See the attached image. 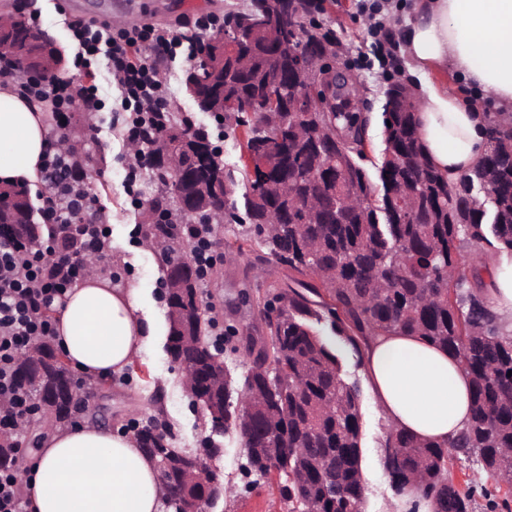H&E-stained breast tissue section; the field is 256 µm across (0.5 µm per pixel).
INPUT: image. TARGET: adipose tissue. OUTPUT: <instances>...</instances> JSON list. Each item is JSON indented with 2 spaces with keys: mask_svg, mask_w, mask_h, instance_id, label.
<instances>
[{
  "mask_svg": "<svg viewBox=\"0 0 512 512\" xmlns=\"http://www.w3.org/2000/svg\"><path fill=\"white\" fill-rule=\"evenodd\" d=\"M395 39L408 64L406 85L421 96L415 117L423 153L456 184L484 159L490 113L512 115V0H411ZM447 70L462 88L432 84V72ZM49 147L41 113L0 88V185L32 179ZM482 295L512 331V262L492 269ZM55 328L66 362L92 381L133 366L152 334L138 293L94 270L68 290ZM364 366L396 430L444 446L466 427L471 383L457 356L392 333L371 340ZM24 487L31 512H160L163 498L158 469L136 440L90 422L49 430L45 448L25 464Z\"/></svg>",
  "mask_w": 512,
  "mask_h": 512,
  "instance_id": "ef3b65f1",
  "label": "adipose tissue"
}]
</instances>
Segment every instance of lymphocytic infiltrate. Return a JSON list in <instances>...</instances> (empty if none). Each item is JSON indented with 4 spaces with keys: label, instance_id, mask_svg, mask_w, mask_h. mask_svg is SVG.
Instances as JSON below:
<instances>
[{
    "label": "lymphocytic infiltrate",
    "instance_id": "obj_1",
    "mask_svg": "<svg viewBox=\"0 0 512 512\" xmlns=\"http://www.w3.org/2000/svg\"><path fill=\"white\" fill-rule=\"evenodd\" d=\"M69 29L82 55L79 65L87 67L104 59L120 96L114 113L122 118L130 138L145 133L161 135L169 120V107L157 79L160 69L175 58L182 46L180 34L150 25L113 31L110 23L73 19ZM0 81L31 103L51 114L50 137L66 130L69 114L75 110L98 109L96 92L75 94L70 82L54 76L37 80L24 76L19 68L0 59ZM83 164L77 156H47L41 165L43 220L48 224H72L87 228L81 252H67L50 245L43 249L19 242L0 241V397L9 399L0 410V433H10L17 421L33 410V396L14 377L17 355L32 341L50 338L55 325L48 310L56 298L83 275L85 254L105 255L109 234L104 227H91L89 212L95 201L90 189L76 185ZM175 231L192 246V262L201 280H209L215 263L216 241L209 224H179Z\"/></svg>",
    "mask_w": 512,
    "mask_h": 512
}]
</instances>
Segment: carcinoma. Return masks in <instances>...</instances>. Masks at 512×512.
<instances>
[{"label": "carcinoma", "mask_w": 512, "mask_h": 512, "mask_svg": "<svg viewBox=\"0 0 512 512\" xmlns=\"http://www.w3.org/2000/svg\"><path fill=\"white\" fill-rule=\"evenodd\" d=\"M262 0L224 15V25L214 26L204 41L209 62L196 60L184 75L186 92L207 105L219 96L240 102L253 100L258 86L275 77L269 58L270 44L282 46L284 71H289L288 35L258 30L241 52L248 58L240 70L215 52L241 19L261 14ZM323 0H295L302 15L325 13ZM1 39L10 42L9 55L16 63L39 60L52 68L64 54L45 33H34L23 16ZM413 106L383 112L384 148L378 161L366 166L364 124L353 112H331L327 122L336 131V149L320 153L310 141L290 157L288 167L300 174L295 186L303 205L288 200V223L271 224L269 188L253 172L242 195L243 207L234 198L238 180L224 164L203 126L194 129L169 121L156 141H134L139 156L157 144L189 139L180 154L182 165L208 180L193 209H185L184 193L172 194L171 204L150 202L148 223L141 225L145 240L168 252L167 267L184 276V283L166 297L172 307L190 309L195 320L185 333L200 339L199 351L180 348L171 339L167 351L197 369L195 394L207 397L210 406L224 413V432H232L245 450L246 476L268 475L263 464L272 451L284 457L277 490L289 512H364L362 475V406L359 389L345 379L336 350L320 336L325 328L349 346L363 362V350L376 336L412 334L457 355L473 385V408L464 431L448 445L421 442L387 426L381 443L383 465L392 482L415 480L426 497L442 512H471L473 490L449 493L452 483L448 449L474 454L499 485L512 487V335L480 303V280H470L460 268L464 246H485L512 254V121L493 119L487 127V152L482 164L456 185H450L424 158ZM288 120V113L253 119L248 148L267 139L265 122ZM333 171L336 193L355 204L336 209V223L315 224L304 202L324 195L328 187L302 174ZM152 179L174 187L175 173L153 163ZM489 182L497 186L491 199L479 194L471 203L466 189ZM228 194L223 221L248 224L255 243L278 264L288 267L291 284L273 294L281 303L275 328L261 342L249 341L252 365L241 376L224 367V388L212 389L213 359L224 349L208 336L211 320L202 308L201 281L192 262L173 257L172 214L181 224H209V197L215 189ZM377 196L374 206L358 200L366 193ZM0 210L10 213L16 225L11 238L33 243L43 232L68 251L82 250V234L68 227L46 226L32 217L27 193L16 187L0 188ZM312 277L313 284L306 281ZM17 377L38 397L48 400L46 413L59 421L81 409L82 401L70 393L74 376L56 359L51 343L42 342L38 356L21 355ZM140 447L157 466L178 475L189 452L174 444L172 426L161 421V432L144 426L137 431Z\"/></svg>", "instance_id": "1"}]
</instances>
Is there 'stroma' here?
<instances>
[{"label":"stroma","instance_id":"1","mask_svg":"<svg viewBox=\"0 0 512 512\" xmlns=\"http://www.w3.org/2000/svg\"><path fill=\"white\" fill-rule=\"evenodd\" d=\"M113 0H34L40 15L37 29L48 33L61 47L65 61L62 71L74 72L82 86L96 87L102 107L93 117L84 112L73 114L74 128L84 127L93 120L100 132L97 139L81 138L83 154L92 157L101 168L100 176L92 180L96 201L90 211L97 223L105 225L112 238L109 260L112 284L118 288H135L142 295L140 313L148 318L154 333L141 352L135 367L112 378L86 382L88 392L84 410L75 413L72 424L90 420L107 424L112 430L129 433L131 423L149 425L153 419L168 421L176 435L179 448L193 452L202 448L210 434V425L193 407L184 389L181 372L165 349L168 336L167 306L163 297V257L160 250L144 249L136 227L142 223L149 201L169 197L170 192L154 183L149 171L138 168L130 155L122 129L110 124L112 83L102 68L76 69L74 56L77 46L65 26L66 19L81 17L111 22L113 29L134 24L153 23L174 26L186 15L245 7L250 0H133V12L114 10ZM386 0H336L331 15L332 28L343 46L336 66L343 70L357 91L354 103L357 111L369 118L365 133V150L369 159H376L383 147L384 92L393 82L404 81V69L392 70L379 65L373 55L374 26L366 15L371 5L382 6L380 21L388 33H396L405 17L401 10L386 8ZM193 63L186 53H179L171 67L162 75V89L174 120L190 117L195 124L206 127L211 142L225 167L243 169L246 136L235 122H220L214 115L202 112L182 84V75ZM217 261L208 283L201 287V300L215 322L218 333L233 330V349L224 360L237 371L247 369L250 358L246 352L249 339L263 338L264 324L259 297L266 292L287 287L288 270L242 235L235 224H220L215 228ZM348 381L357 382L362 402L363 461L365 512H393L395 492L386 473L379 443L387 427L378 402L367 386L363 367L344 345H337ZM222 448L214 462L224 474L226 493L214 512H288L275 489L268 483L248 484L239 470L244 450L239 439L220 436ZM451 471L460 489H473V512H512V489L497 488L494 480L479 463L456 452L452 455Z\"/></svg>","mask_w":512,"mask_h":512}]
</instances>
